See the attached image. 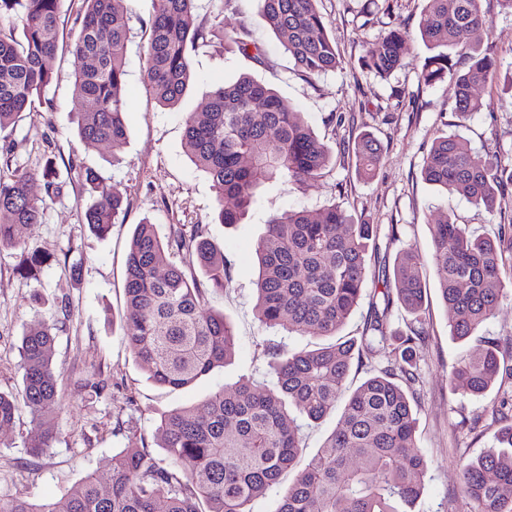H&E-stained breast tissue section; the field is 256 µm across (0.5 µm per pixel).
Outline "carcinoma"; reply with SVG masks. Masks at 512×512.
I'll use <instances>...</instances> for the list:
<instances>
[{"label":"carcinoma","instance_id":"carcinoma-1","mask_svg":"<svg viewBox=\"0 0 512 512\" xmlns=\"http://www.w3.org/2000/svg\"><path fill=\"white\" fill-rule=\"evenodd\" d=\"M63 0H0V17L19 15L20 26H0V131L32 111L45 95L53 74L47 62L60 43L81 67L74 73L80 106L77 131L85 147L112 144V158L127 140L125 49L129 17L122 0H83L78 33L64 42L59 28ZM145 53L144 80L162 106H173L192 76V54L224 40V19L197 22L196 0H156ZM258 23L272 32L300 75L312 80L341 64L336 45L319 8L320 0H259ZM418 36L430 51L417 77L430 87L446 77L455 84L454 110L462 117L481 112L476 90L499 78L497 60L475 41L468 63L459 68L453 49L464 33L479 34L490 20L482 0H424ZM411 34L392 28L370 42L360 58L362 69L386 80L403 64ZM234 43L245 56L264 62L265 50L242 27ZM185 146L194 163L209 174L222 224H239L256 191L277 179L300 187L323 177L333 158L304 113L273 89L242 75L217 86L207 109L185 118ZM356 170L372 176L382 158L380 143L364 133L352 148ZM87 189L99 188L96 171L71 160ZM422 179L448 193L466 197L495 212L512 185V162L475 152L457 134L435 139L420 169ZM36 174L14 169L0 175V246L22 244L41 223L46 199L62 194L56 160L46 159L41 179L44 195L31 191ZM232 206H224V200ZM123 193L114 190L95 199L85 213L97 236L108 233L122 209ZM258 255L255 314L265 328L311 336L318 343L294 351L267 349L276 377L258 388L248 378L211 393L199 406L164 414L157 427L165 457L148 448H126L112 458L109 476L89 474L57 502L0 499V512H249L248 504L278 484L301 457V425L295 407L311 422L344 407L320 449L299 469L282 496L277 512H413L421 496L427 462L417 450V419L410 395L419 382L416 354L423 330L415 327L427 292L420 271L440 272L437 292L449 310L451 336L463 341L495 315L506 288L512 287V234L498 239L469 235L449 215L431 224L432 250L413 248L395 258L393 282L382 278L371 312L358 336H341L369 277L367 254L380 235L377 224H358L330 206L318 213L305 208L271 215ZM194 251L205 280L175 261ZM231 283L224 251L200 235L172 224L162 236L155 225L135 226L125 265V336L135 360L155 383L183 388L235 352L233 326L212 310L208 294ZM413 316L407 331L390 333L393 308ZM388 352L386 362L347 391L353 362ZM54 335L43 324L25 331L19 349L23 388L0 392V427L13 423L19 404L31 416L36 434L28 453L51 447L47 424L59 394L53 367ZM512 361L494 338L484 340L477 355H465L452 381L480 396ZM498 447L461 463L462 494L475 512H512V423L497 433Z\"/></svg>","mask_w":512,"mask_h":512}]
</instances>
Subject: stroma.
<instances>
[{"label": "stroma", "mask_w": 512, "mask_h": 512, "mask_svg": "<svg viewBox=\"0 0 512 512\" xmlns=\"http://www.w3.org/2000/svg\"><path fill=\"white\" fill-rule=\"evenodd\" d=\"M124 5L131 33L125 77L128 139L120 156H113L106 143L79 147V105L73 95L78 62L64 49L51 62L54 80L44 103L0 132L1 141L14 145L12 159L0 156V168L8 164L38 172L48 155L65 162L75 154L99 173L104 189H119L128 199L125 213L114 220L106 237L97 238L84 221L89 196L76 174H65L63 193L47 201L41 224L25 235L22 247H0V391L21 387L22 333L46 322L55 327L53 362L60 396L46 454L31 456L24 446L32 430L27 409H20L12 426L0 428V498L59 500L89 473L107 477L113 455L122 449L157 450L155 431L164 413L198 404L244 376L263 387L272 384L264 345L293 350L308 340L261 327L254 315V259L270 214L300 208L317 212L333 204L361 222L398 225V239L380 238L378 253L369 255L373 270L393 261L407 245L429 253V226L442 212L476 235L494 237L512 224L511 195L490 214L420 176L424 155L443 133L459 134L475 151L498 149L512 157V82L507 79L512 73V12L499 0H482L491 21L482 44L501 59L504 75L481 89L486 109L466 119L453 110L451 80L417 85L416 73L428 54L416 37L422 0H320L342 64L312 82L298 75L275 36L258 27V0H197L199 21L223 15L224 41L194 53L193 81L172 108L160 106L144 83L153 0H125ZM367 9L374 14L369 24L362 16ZM243 25L263 45L266 63H255L238 51L233 37ZM393 27L408 30L414 39L403 67L383 81L363 71L359 59L368 42ZM243 74L274 88L304 112L334 157L329 173L306 189L282 180L265 184L243 223L226 225L217 219L209 175L186 153L184 119L187 113L206 109L216 83ZM363 133L373 134L383 146L381 164L369 178L358 175L353 154L345 150ZM145 220L163 235L173 224L201 229L223 248L232 276L229 288L210 293L209 301L231 322L235 353L223 367L183 389L148 379L125 341V259L136 224ZM35 251L50 256L36 281L19 272L23 254ZM423 277L431 294L421 313L426 338L419 353L416 436L428 472L415 512H474L460 491V464L495 446L499 424L492 411L504 393L512 392V379H503L481 397L451 388L459 359L480 351L481 345L474 337L460 343L450 336L448 314L435 292L438 273L430 267ZM90 380L101 382L99 392L87 388Z\"/></svg>", "instance_id": "35a3bbf8"}]
</instances>
